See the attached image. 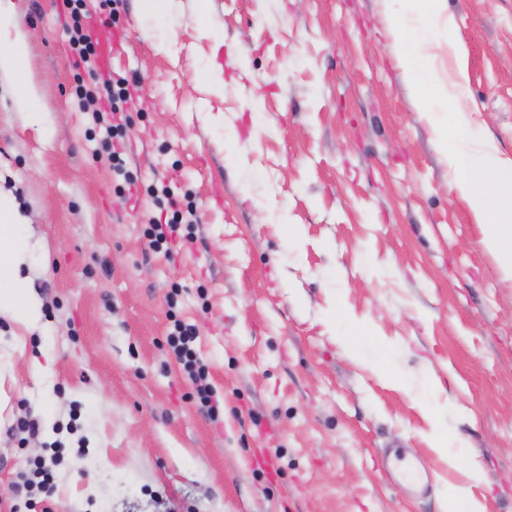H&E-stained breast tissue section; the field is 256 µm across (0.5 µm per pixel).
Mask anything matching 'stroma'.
Wrapping results in <instances>:
<instances>
[{
    "mask_svg": "<svg viewBox=\"0 0 512 512\" xmlns=\"http://www.w3.org/2000/svg\"><path fill=\"white\" fill-rule=\"evenodd\" d=\"M13 3L33 104L0 73V191L41 319L0 316V512H448L464 483L512 512V282L448 189L431 122L451 116L406 83L388 0H173L161 21L123 0L134 205L74 105L58 0ZM444 7L454 31L414 38L459 44L474 126L512 158V0ZM162 187L198 216L172 259L144 235ZM392 445L428 496L382 469ZM55 446L56 490L26 506L18 476ZM195 336L196 330L193 325L176 321L174 330L169 333L167 341L177 358L183 362L186 372L197 381L205 378L206 366L197 359L191 347Z\"/></svg>",
    "mask_w": 512,
    "mask_h": 512,
    "instance_id": "35a3bbf8",
    "label": "stroma"
}]
</instances>
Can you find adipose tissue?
<instances>
[{"instance_id": "adipose-tissue-1", "label": "adipose tissue", "mask_w": 512, "mask_h": 512, "mask_svg": "<svg viewBox=\"0 0 512 512\" xmlns=\"http://www.w3.org/2000/svg\"><path fill=\"white\" fill-rule=\"evenodd\" d=\"M404 12L389 13L386 31L398 55L406 82L424 112H452L451 126L434 125L435 137L448 164L451 190L464 201L481 224L487 247L495 255L504 280L512 281V159L478 137L473 129L468 103V74L460 47L448 42L444 51L421 52L410 44V21L426 31L454 27L443 0H403ZM25 37L13 20L12 0H0V70L16 77L21 101L31 90L25 78ZM448 76L435 80L434 74ZM23 218L10 198L0 193V315L21 325L35 324L41 317L40 303L21 274L31 245L20 232Z\"/></svg>"}]
</instances>
